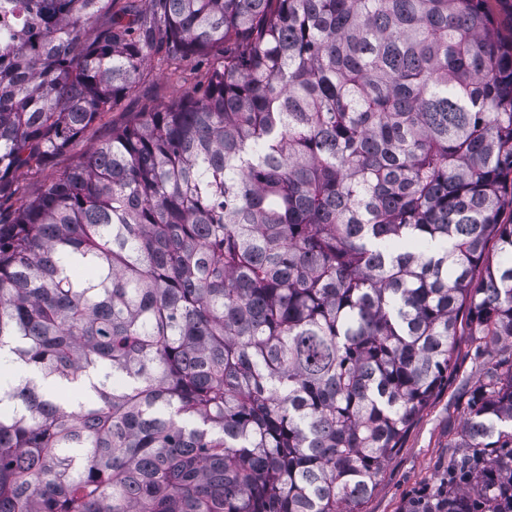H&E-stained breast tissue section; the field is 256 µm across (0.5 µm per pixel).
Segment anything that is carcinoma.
Returning <instances> with one entry per match:
<instances>
[{
	"label": "carcinoma",
	"instance_id": "obj_1",
	"mask_svg": "<svg viewBox=\"0 0 512 512\" xmlns=\"http://www.w3.org/2000/svg\"><path fill=\"white\" fill-rule=\"evenodd\" d=\"M147 5L0 0V201L150 57L220 52L0 221V512H362L457 336L512 340V37L490 0ZM463 436L438 512H504L512 372Z\"/></svg>",
	"mask_w": 512,
	"mask_h": 512
}]
</instances>
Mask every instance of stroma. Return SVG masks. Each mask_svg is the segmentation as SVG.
<instances>
[{"label":"stroma","mask_w":512,"mask_h":512,"mask_svg":"<svg viewBox=\"0 0 512 512\" xmlns=\"http://www.w3.org/2000/svg\"><path fill=\"white\" fill-rule=\"evenodd\" d=\"M218 61L214 54L197 57L184 62L174 73L157 61H150L134 95L104 113L50 164L17 173V196H31L60 179L113 130L142 117L143 113L162 109L174 97L193 88L202 74ZM454 359L455 365L447 380L441 383L419 413L400 449L382 466L363 512H414L422 491L434 495L446 485L451 464L463 454L460 443L469 394L488 373L512 370V342H502L494 353L488 354L470 337L461 336L457 339Z\"/></svg>","instance_id":"obj_1"}]
</instances>
